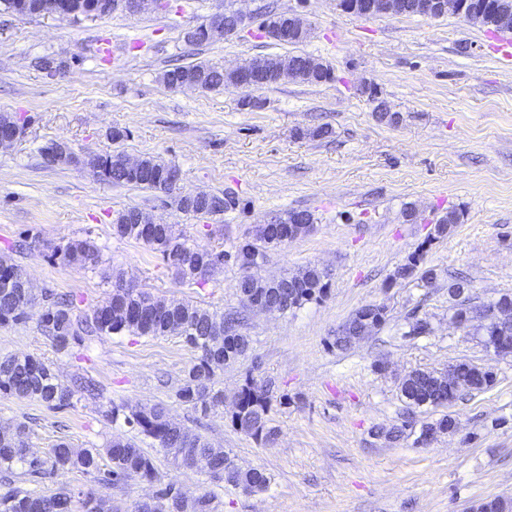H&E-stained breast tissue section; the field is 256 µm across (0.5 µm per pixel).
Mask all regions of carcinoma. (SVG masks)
<instances>
[{
	"label": "carcinoma",
	"instance_id": "obj_1",
	"mask_svg": "<svg viewBox=\"0 0 512 512\" xmlns=\"http://www.w3.org/2000/svg\"><path fill=\"white\" fill-rule=\"evenodd\" d=\"M45 0H0L3 10L10 14L29 17L37 14V5ZM397 16L422 15V0H395ZM464 19L472 24L487 25L500 34L512 33V0H465ZM259 27L266 37L283 45L297 46L307 41L311 35L308 21L300 14H286L268 5L259 13ZM288 28V38L281 35ZM241 68L256 78L240 86L245 91L244 105L252 109H262L266 99L257 91L273 87L277 82L266 78L267 72L282 75L309 85H322L334 80L332 67L312 55L287 53L275 57H255ZM162 82L170 88H178L185 82H192L203 91H216L234 85L233 70L200 62L194 65L177 66L166 70ZM361 93L373 104V111L380 122L386 125L399 123V113L390 109L381 98L377 88L364 85ZM120 153L93 155L87 163L97 165L105 180L115 185H131L158 191L178 205L185 214L216 217L236 209L239 199L229 192L222 194L208 191L185 192L178 185L168 181L171 162L154 156L140 159V169L131 171L118 164ZM149 213L131 207L116 212L112 224L113 234L121 239L141 242L160 254L164 266L181 282L202 283L207 276H197L190 271L200 256H205L224 269L226 257L234 255L233 264L241 270H250L251 279L257 287L267 290L274 296L282 297L287 303L286 311H294L312 300L326 295L330 274L316 265H308L295 274L282 273L278 276L263 277L259 271L267 262L268 250L288 242V231L296 223H301L297 236L311 231L313 214L304 210H287L261 224L252 237L232 246V251L203 250L191 244L165 224L157 227L155 235L144 238L141 228L149 224ZM459 214L447 211L437 219L434 233L445 237L458 223ZM64 263L84 269H95L100 262V251L89 239H73L58 244L53 249ZM22 265L5 262L0 265V325H16L24 322L25 309L30 296L29 289L23 287ZM418 277L421 282H433L434 270L424 266L423 254L414 252L395 271L394 278ZM112 291L100 304L84 314L74 313V299L59 295L51 288H44L40 294L43 314L40 327L45 337L58 353L72 354L84 336H112L123 332L142 337L156 338L172 334L179 328V337L195 352L190 365L183 371L181 383L175 392L176 399L193 412L206 417L215 408L224 405V390L215 386L216 371L224 366L245 359L252 351L250 337L240 333V318L236 313L224 314L185 300L166 299L155 296L143 288H130L123 275H113ZM448 297L453 301L454 316L462 317L470 307L472 295L470 282L456 278L448 283ZM496 306H511L512 294L505 293L497 300L483 304L480 309L484 324L481 325L486 348L496 355L512 353V317H490L486 312ZM233 331L225 335L224 328ZM359 329L358 312H353L346 320L345 330L336 333L328 340L332 350L344 352L351 348L349 337ZM454 381L439 380L437 373L414 369L406 374L400 383V395L406 404L410 419L389 428L379 427L374 435L398 441L413 431L417 421L412 418L415 409L421 407L438 408L449 406L465 392L483 391L494 384L496 373L491 366H478L460 362L453 366ZM254 378L247 375L239 389L240 401L237 410L230 417L232 426L239 432L259 443L270 441L275 430L270 426V412L274 396L253 386ZM103 396V389L93 378L76 373L70 379H61L50 362L34 356L10 355L0 358V394L22 400H36L52 410H64L74 406L76 394ZM102 416L108 420L124 422L151 438L158 451L167 456L181 454L178 465L195 470L216 485H229L237 488L244 485L251 492L258 493L267 487L268 476L258 468L244 469L238 465H225L224 450L211 446L205 435L181 422L170 419L168 408L157 403L129 410L116 405L112 400L102 404ZM455 418L445 414L433 423L421 425L417 442L424 444L426 439L454 426ZM30 427L24 421L10 425V429L0 432V512H118L112 504V495L99 494L93 490L74 492L62 484L49 494L23 491L15 486L14 468L21 467V474L33 482L55 478L73 469L86 474H94L98 480L110 488H118L129 481L153 483L158 480L154 457L140 448L132 439H112L100 448L76 450L61 440L42 456L30 452L28 438ZM108 458L110 468L101 469L100 461ZM135 512H181L179 493L171 492L170 486L159 489L149 501L135 506ZM195 512H218L216 495L211 491L198 494ZM475 512H512V501L495 497L480 502Z\"/></svg>",
	"mask_w": 512,
	"mask_h": 512
}]
</instances>
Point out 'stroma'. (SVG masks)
Returning a JSON list of instances; mask_svg holds the SVG:
<instances>
[{"label":"stroma","mask_w":512,"mask_h":512,"mask_svg":"<svg viewBox=\"0 0 512 512\" xmlns=\"http://www.w3.org/2000/svg\"><path fill=\"white\" fill-rule=\"evenodd\" d=\"M276 3L309 20L302 50L330 64L336 79L321 86L285 81L264 90L261 110L243 106V91L233 87L170 88L160 79L175 61L228 68L288 53L254 28L187 45L185 28L224 0H173L167 12L77 22L0 12V114L23 125L18 140L0 147V257L21 264L35 290L73 295L80 314L105 300L116 272L162 298L243 310L238 267L225 265L202 285L180 283L150 247L113 235L116 212L140 208L196 246L219 250L283 211L309 210L312 231L269 250L264 273L317 265L329 271L330 289L284 315L243 310L252 351L217 371L224 405L209 413L203 433L240 466L263 469L269 484L255 495L217 487L219 512H471L488 498L512 499V356L487 352L478 322L455 327L448 298L455 275L470 280L474 304L512 294V53L499 51L498 33L454 14L361 18L342 12L337 0ZM42 56L69 60L67 75L49 78L35 65ZM366 83L400 113L398 125L377 121L360 92ZM321 124L331 128L329 137H314ZM115 128L125 133L117 142L108 136ZM52 141L68 143L82 159L161 156L178 166L183 190L229 191L240 205L202 221L163 194L113 185L83 163L47 166L40 149ZM408 204L419 211L417 222L404 220ZM451 208L458 224L433 238L435 220ZM26 229L39 234V248L15 249ZM85 238L100 249L96 269L54 257L55 245ZM418 250L436 273L432 286L394 276ZM371 303L386 308V324L348 352L329 349L328 338ZM39 314L35 306L26 322L0 326V357L44 358L63 378L92 376L114 403L161 402L193 425L194 412L174 396L193 358L180 338L93 336L64 355L43 335ZM414 317L430 323V335L408 336ZM459 362L492 366L494 384L448 409L415 412L421 423L452 414L456 432L428 446L374 436L376 426L400 423L405 374ZM249 375L288 397L273 407L276 435L267 444L230 422ZM103 398L78 395L72 408L54 412L0 395V428L28 421L30 446L40 454L62 438L75 448L136 438L155 453L158 482L113 490L120 512H132L161 485L206 489L203 476L156 454L151 438L105 419Z\"/></svg>","instance_id":"35a3bbf8"}]
</instances>
